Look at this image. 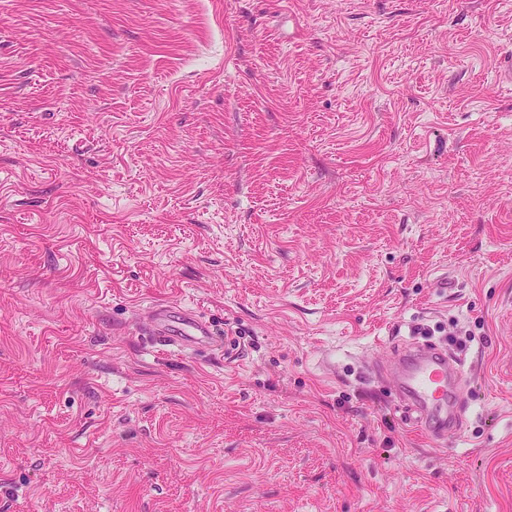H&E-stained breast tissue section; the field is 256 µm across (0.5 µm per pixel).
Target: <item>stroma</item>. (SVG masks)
Segmentation results:
<instances>
[{"mask_svg":"<svg viewBox=\"0 0 512 512\" xmlns=\"http://www.w3.org/2000/svg\"><path fill=\"white\" fill-rule=\"evenodd\" d=\"M511 53L512 0H0V512H512ZM174 308L161 306L154 310V325L148 332L154 342L183 350L214 342L210 327L199 320L192 311L182 307ZM392 381L410 419L438 439L461 430V364L436 345L411 344L394 358Z\"/></svg>","mask_w":512,"mask_h":512,"instance_id":"35a3bbf8","label":"stroma"}]
</instances>
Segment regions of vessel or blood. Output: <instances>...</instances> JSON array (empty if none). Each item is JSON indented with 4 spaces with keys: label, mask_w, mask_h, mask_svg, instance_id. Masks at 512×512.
I'll list each match as a JSON object with an SVG mask.
<instances>
[{
    "label": "vessel or blood",
    "mask_w": 512,
    "mask_h": 512,
    "mask_svg": "<svg viewBox=\"0 0 512 512\" xmlns=\"http://www.w3.org/2000/svg\"><path fill=\"white\" fill-rule=\"evenodd\" d=\"M149 335L158 344L184 350L214 341L210 327L182 307L157 308ZM391 376L409 418L424 423L439 439L460 431L461 365L446 350L408 345L396 354Z\"/></svg>",
    "instance_id": "obj_1"
}]
</instances>
